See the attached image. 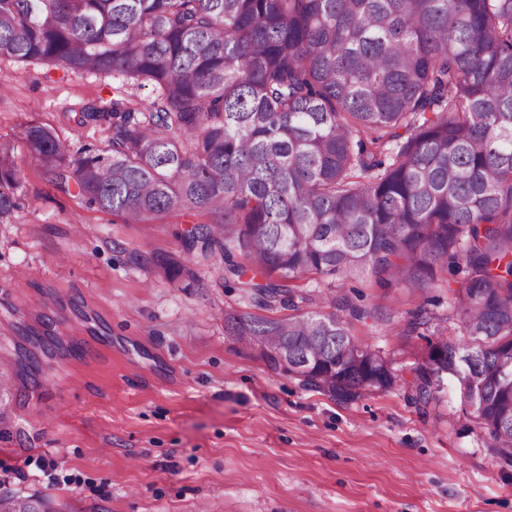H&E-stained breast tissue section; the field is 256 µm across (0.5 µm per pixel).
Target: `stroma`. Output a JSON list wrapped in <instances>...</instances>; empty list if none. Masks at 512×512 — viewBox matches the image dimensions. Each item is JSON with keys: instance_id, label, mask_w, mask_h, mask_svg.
I'll return each mask as SVG.
<instances>
[{"instance_id": "35a3bbf8", "label": "stroma", "mask_w": 512, "mask_h": 512, "mask_svg": "<svg viewBox=\"0 0 512 512\" xmlns=\"http://www.w3.org/2000/svg\"><path fill=\"white\" fill-rule=\"evenodd\" d=\"M111 95L108 78L2 60L0 140L19 144L39 122L71 149H108L107 132L74 115ZM16 164L17 207L0 223V371L14 379L0 394V492L68 512H512V462L463 417L454 383L425 407L399 386L343 402L272 371L224 328L225 312L265 308L225 286L220 257L184 250L207 215L126 224L57 189L20 145ZM154 254L194 278L158 276ZM448 282H350L346 293L382 314L352 333L410 378L433 337L408 324L423 309L448 314ZM52 298L57 335L79 351L40 355L55 381L37 387L17 328L36 325Z\"/></svg>"}]
</instances>
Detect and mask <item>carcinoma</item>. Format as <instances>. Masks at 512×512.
I'll use <instances>...</instances> for the list:
<instances>
[{
    "label": "carcinoma",
    "instance_id": "1",
    "mask_svg": "<svg viewBox=\"0 0 512 512\" xmlns=\"http://www.w3.org/2000/svg\"><path fill=\"white\" fill-rule=\"evenodd\" d=\"M115 81L83 106L110 151L71 153L32 122L25 147L64 191L126 224L207 214L185 251L218 252L258 305L225 315L269 368L340 400L399 384L422 406L457 381L463 412L512 460V0H0V58ZM153 87L146 101L129 87ZM17 146L0 142V222ZM169 280L193 277L156 254ZM456 280L448 328L407 381L360 344L374 311L341 290ZM330 287V311L294 281ZM0 512H61L1 492Z\"/></svg>",
    "mask_w": 512,
    "mask_h": 512
}]
</instances>
